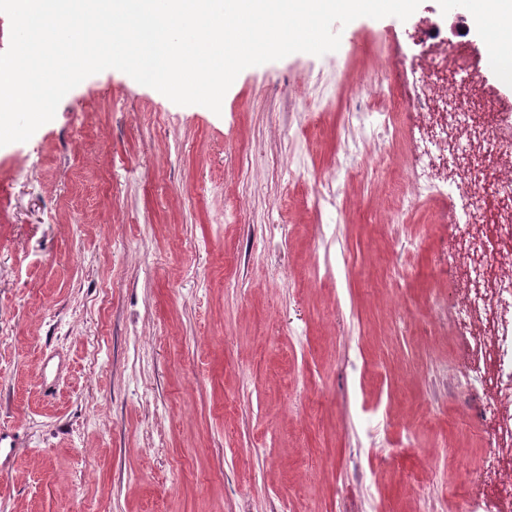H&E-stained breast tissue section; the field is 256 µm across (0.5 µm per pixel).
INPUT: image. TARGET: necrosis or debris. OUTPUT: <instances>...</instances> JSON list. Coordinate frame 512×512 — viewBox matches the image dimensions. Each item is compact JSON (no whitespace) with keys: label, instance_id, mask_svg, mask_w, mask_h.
<instances>
[{"label":"necrosis or debris","instance_id":"4bbe7bcc","mask_svg":"<svg viewBox=\"0 0 512 512\" xmlns=\"http://www.w3.org/2000/svg\"><path fill=\"white\" fill-rule=\"evenodd\" d=\"M410 76L389 84L388 103L404 99L410 124L408 180L450 205L454 240L465 264L439 257L437 270L462 276L454 328L473 357L459 384L475 400L474 416L488 453V483L463 480V512H512V102L492 105L490 118L463 109L464 93L479 79L470 63L448 66L440 29L414 23ZM492 201L493 218L479 230L477 190Z\"/></svg>","mask_w":512,"mask_h":512}]
</instances>
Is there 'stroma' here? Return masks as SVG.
Segmentation results:
<instances>
[{
    "instance_id": "35a3bbf8",
    "label": "stroma",
    "mask_w": 512,
    "mask_h": 512,
    "mask_svg": "<svg viewBox=\"0 0 512 512\" xmlns=\"http://www.w3.org/2000/svg\"><path fill=\"white\" fill-rule=\"evenodd\" d=\"M405 26L245 68L217 113L107 69L0 146V512H458L451 227L392 210L404 142L362 118Z\"/></svg>"
}]
</instances>
